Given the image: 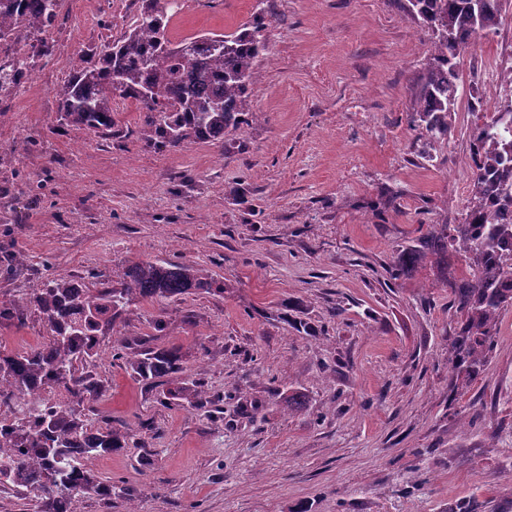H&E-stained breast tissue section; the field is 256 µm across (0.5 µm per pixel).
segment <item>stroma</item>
<instances>
[{
	"label": "stroma",
	"mask_w": 512,
	"mask_h": 512,
	"mask_svg": "<svg viewBox=\"0 0 512 512\" xmlns=\"http://www.w3.org/2000/svg\"><path fill=\"white\" fill-rule=\"evenodd\" d=\"M144 5L63 0L47 52L0 101V298L141 261L217 284L118 327L179 348L182 372L158 386L109 338L78 363L102 386L82 419L132 438L90 464L111 498L75 496L71 512H512V307L485 371L453 377L443 279L464 263L407 261L428 225L463 220L469 133L503 94L512 15L461 54L452 130L431 148L410 115L433 35L399 0H180L176 39L262 18L246 124L168 151L143 140L131 100L113 102L112 138L59 124L79 56ZM45 335L31 310L0 324V350ZM186 383L204 408L174 397Z\"/></svg>",
	"instance_id": "obj_1"
}]
</instances>
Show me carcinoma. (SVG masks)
I'll return each instance as SVG.
<instances>
[{"label":"carcinoma","mask_w":512,"mask_h":512,"mask_svg":"<svg viewBox=\"0 0 512 512\" xmlns=\"http://www.w3.org/2000/svg\"><path fill=\"white\" fill-rule=\"evenodd\" d=\"M505 0H403V9L435 34L434 49L418 81L413 121L426 143L448 139L459 99L461 52L501 25ZM61 0H0V44L18 43L48 31ZM174 0H150L118 40L88 62L75 65L56 90L59 121L97 137L115 132L112 100L131 99L145 112L142 135L155 148L187 142H220L250 112L255 61L265 50L262 22L230 34L209 33L174 40ZM27 58L0 59V94L28 72ZM495 112L469 134L471 197L461 224H431L411 250L414 258L459 253L467 275L445 280L450 308L460 316L452 369L467 377L485 370L496 345L500 312L512 306V66ZM212 291L195 266L162 261L125 268L118 282L105 277L90 288L67 277L44 284L26 305L0 300V322L24 320L32 307L48 331L47 341L25 351H0V387L24 395L38 389L64 393L28 420L0 418V455L10 457L5 473L12 486L52 498L54 512H68L72 497L85 492L111 497L87 462L127 447L130 435L110 425L93 428L72 407L101 386L76 373L78 362L97 355L100 336H110L143 303ZM135 341L117 340L113 357L141 382L152 384L182 370L179 349L131 351Z\"/></svg>","instance_id":"cac0c4a2"}]
</instances>
